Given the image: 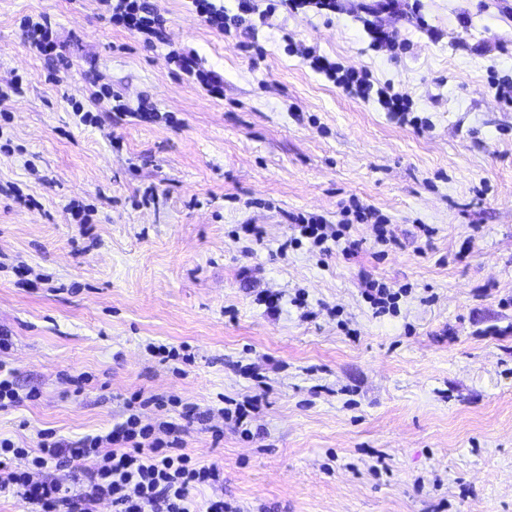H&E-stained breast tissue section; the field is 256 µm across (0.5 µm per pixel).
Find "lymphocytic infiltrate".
Masks as SVG:
<instances>
[{
	"label": "lymphocytic infiltrate",
	"mask_w": 512,
	"mask_h": 512,
	"mask_svg": "<svg viewBox=\"0 0 512 512\" xmlns=\"http://www.w3.org/2000/svg\"><path fill=\"white\" fill-rule=\"evenodd\" d=\"M109 21L123 26L141 37L146 46L166 42L165 19L154 0H100ZM289 11L305 7L336 12L337 0H282ZM278 4V5H281ZM278 5L259 8L256 0H239L236 13H228L213 0H193L197 17L205 25L220 33L255 32L258 25L267 24ZM29 52L43 59L50 67H57L62 56L57 37L47 16L27 19L23 26ZM301 56L308 66L327 80L341 87L348 95L376 102L390 118L405 123L409 120L412 99L408 94L394 91L392 85L376 84L366 72L345 68L341 63L320 54L311 46ZM353 220L330 224L317 214L295 215L291 224L298 239L307 240L324 254H331L332 246L344 242L343 252L352 256L359 249L358 240L348 233L350 223L373 224L378 243H387L383 217L375 208L358 204ZM176 397L133 394L127 402L125 418L111 430L88 435L70 442L57 437L50 430L38 432L34 447L15 446L10 439H0V494L18 497L27 512H96L101 501H109L113 512H243L223 497L198 500L192 490L215 486L219 480L217 464H203L185 453L184 431L168 421L143 423L141 409L155 405H177ZM29 459L31 471L15 470V459ZM94 459L92 468L71 471L73 462ZM59 474L45 476L48 467ZM41 471L42 479H34V471Z\"/></svg>",
	"instance_id": "1"
}]
</instances>
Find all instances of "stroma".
<instances>
[{"instance_id": "35a3bbf8", "label": "stroma", "mask_w": 512, "mask_h": 512, "mask_svg": "<svg viewBox=\"0 0 512 512\" xmlns=\"http://www.w3.org/2000/svg\"><path fill=\"white\" fill-rule=\"evenodd\" d=\"M156 3L167 41L147 48L99 0H0V85L23 82L0 103V185L32 200L0 195V329L13 342L0 357L38 394L0 410V438L74 442L109 430L133 393L172 395L179 406L143 419L184 424L187 453L222 464L216 490L245 512H512V107L494 87L512 78V0L380 16L408 44L394 58L370 46L373 0L278 9L259 55L191 0ZM41 14L64 59L53 80L21 27ZM292 42L407 92L421 125L350 98ZM173 49L221 74L223 94L183 78ZM94 73L153 115L81 124L73 102L101 108ZM73 200L91 223H70ZM355 201L387 218L386 249L369 224L353 225L352 257L288 247L290 214L333 224ZM21 261L38 287L16 275ZM368 278L410 286L397 315L374 314ZM264 289L282 294L278 314L257 304ZM299 290L312 318L290 303ZM151 342L194 360L161 361ZM82 373L94 380L79 392L68 378ZM254 395L262 409L243 429L181 416Z\"/></svg>"}]
</instances>
